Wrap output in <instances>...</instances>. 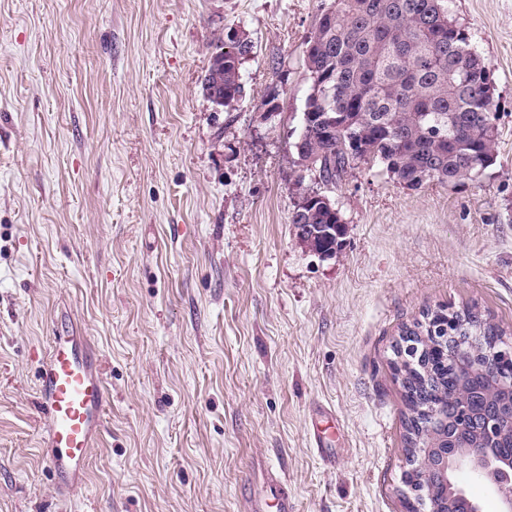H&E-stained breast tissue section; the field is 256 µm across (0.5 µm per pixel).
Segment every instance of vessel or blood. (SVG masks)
<instances>
[{
  "label": "vessel or blood",
  "instance_id": "1",
  "mask_svg": "<svg viewBox=\"0 0 512 512\" xmlns=\"http://www.w3.org/2000/svg\"><path fill=\"white\" fill-rule=\"evenodd\" d=\"M89 351L84 337L65 329L56 331L40 374L46 440L53 449L49 467L72 490L86 479L91 450L101 437L102 418L110 401L103 368L92 361ZM270 503L276 512H293L288 487L277 476L270 479L266 498L255 501L252 510L265 512Z\"/></svg>",
  "mask_w": 512,
  "mask_h": 512
}]
</instances>
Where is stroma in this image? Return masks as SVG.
I'll use <instances>...</instances> for the list:
<instances>
[{"mask_svg": "<svg viewBox=\"0 0 512 512\" xmlns=\"http://www.w3.org/2000/svg\"><path fill=\"white\" fill-rule=\"evenodd\" d=\"M324 3L0 0V512H249L268 468L295 512H406L402 327L473 307L512 345V0L450 3L496 85L484 176L414 190L358 164L325 189L332 259L291 222ZM230 25L253 51L217 112L201 79ZM63 324L112 393L71 492L38 404Z\"/></svg>", "mask_w": 512, "mask_h": 512, "instance_id": "stroma-1", "label": "stroma"}]
</instances>
